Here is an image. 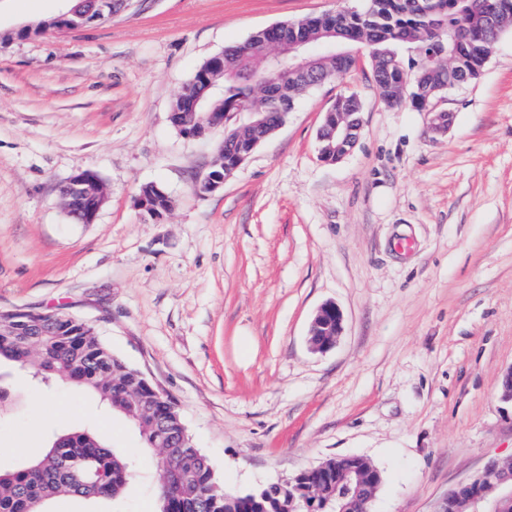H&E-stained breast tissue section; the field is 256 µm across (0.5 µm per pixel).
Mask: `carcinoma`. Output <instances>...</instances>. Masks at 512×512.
<instances>
[{
	"label": "carcinoma",
	"mask_w": 512,
	"mask_h": 512,
	"mask_svg": "<svg viewBox=\"0 0 512 512\" xmlns=\"http://www.w3.org/2000/svg\"><path fill=\"white\" fill-rule=\"evenodd\" d=\"M367 0L355 13L339 11L311 16L298 22L297 32L311 44L324 42L322 31H336V45L348 56L339 61L323 53L314 65L319 76L330 80L356 68L353 52L366 46L373 77L383 102L389 107L409 105L417 111L448 87V56L470 61L468 79L477 77L494 44L503 32L488 27L484 20L486 0ZM278 46L256 35L224 49V75L219 77L223 94L204 89L201 80L215 69L204 62L194 74L187 91L173 103L171 120L183 122L187 92L203 93L205 112H252L266 117L267 128L279 122V113L289 112L302 91L282 97H264L259 87L271 77L270 62ZM362 111L354 95L336 99L326 112L334 124L345 112ZM141 191L152 196L154 215L166 214L174 202L157 186L146 184ZM67 331L57 336H2L0 358L18 363L42 388L58 381L83 386L128 418L140 431L145 446L158 445L150 417L165 421L167 429L184 436L190 447L161 448L158 459L159 512H333L336 507V476L353 466L369 474L374 465L360 455L331 457L320 463L326 485L315 484L303 470L291 483H270L246 492H228L216 481L207 455L191 447V436L180 413L170 406L137 370L112 353L90 328L71 320ZM138 480L134 461L90 432H68L54 436L42 457L11 470L0 469V512H48L49 502L75 498L90 505L116 502Z\"/></svg>",
	"instance_id": "1"
}]
</instances>
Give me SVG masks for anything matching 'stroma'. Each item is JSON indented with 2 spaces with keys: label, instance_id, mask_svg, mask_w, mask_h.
I'll use <instances>...</instances> for the list:
<instances>
[{
  "label": "stroma",
  "instance_id": "obj_1",
  "mask_svg": "<svg viewBox=\"0 0 512 512\" xmlns=\"http://www.w3.org/2000/svg\"><path fill=\"white\" fill-rule=\"evenodd\" d=\"M365 0H138L77 30L37 31L65 0H0V309L91 324L172 400L225 490L336 456L380 471L372 512H435L492 459H512V28L479 76L427 111L380 100L371 61L302 93L232 178L201 196L223 128L184 135L171 104L196 69L276 23ZM355 95L354 149L322 161L317 133ZM446 132L433 128L436 113ZM92 169L108 200L73 223L61 183ZM174 201L144 218L142 185ZM335 303L343 333L313 352ZM0 467L51 434L91 429L136 458L140 482L98 512H156L157 453L93 394H40L0 360ZM356 99H358L356 97ZM354 95H344L336 99L334 104L325 113L323 123H326L328 116V123L336 124V121H341L343 112H362V104L356 101ZM334 323L335 329L333 326H330L328 329L321 331V335L325 332L328 334H332L335 331V334L328 339L327 341H323L319 344H313L312 349L317 352H327L330 350L335 344L337 339L342 333L343 329V314L342 311L335 303H325L323 304L316 312V315L311 323L310 327V336L319 333L320 329L327 323Z\"/></svg>",
  "mask_w": 512,
  "mask_h": 512
}]
</instances>
